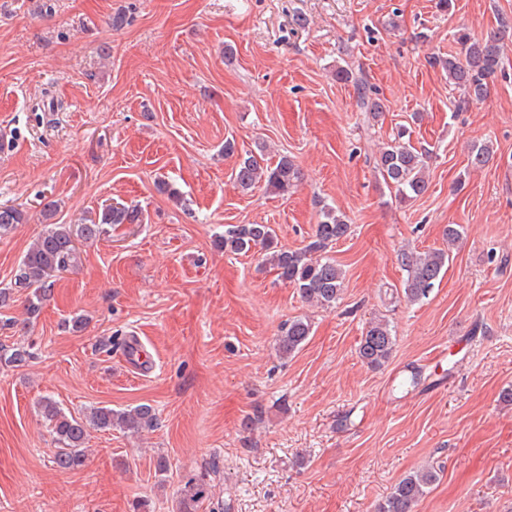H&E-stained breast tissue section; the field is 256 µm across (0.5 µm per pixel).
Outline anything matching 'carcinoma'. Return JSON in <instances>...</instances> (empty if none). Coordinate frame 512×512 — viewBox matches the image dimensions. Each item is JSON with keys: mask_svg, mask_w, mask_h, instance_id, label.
<instances>
[{"mask_svg": "<svg viewBox=\"0 0 512 512\" xmlns=\"http://www.w3.org/2000/svg\"><path fill=\"white\" fill-rule=\"evenodd\" d=\"M512 32V19L499 20L497 31L486 37H477L465 28L455 34L460 52L446 59L433 58L442 67L448 82L460 90L465 99H482L489 92V78L500 68L503 46ZM337 79L355 87L358 106L372 115L385 111L383 101L373 96L371 86L347 67L336 69ZM401 129L375 160V169L384 183L395 190L399 203L416 200L427 190L426 171L430 151L419 150ZM493 151L486 143L471 147L470 165H486ZM234 180L244 191L263 186L274 193L285 194L296 188L301 175L288 156H282L274 166L263 163L252 153L241 157L233 172ZM23 210L12 205L0 206V237L23 223ZM142 210L135 206L116 203L103 208L98 217L88 224H51L31 244L23 256L14 287L28 291L27 313L39 314L43 303L50 297L54 282L51 278L76 268L80 263L77 241L94 242L100 238L106 225L141 224ZM351 225L346 216L333 208L320 209L312 240L303 248L288 250L278 247L273 229L267 224H240L224 234V250L234 254H247L260 248L263 263L276 271L278 278L294 288L300 298L320 307H331L341 299L344 271L336 261L326 256L327 248L350 233ZM398 261L407 277L403 283V297L408 303L426 299L435 282L450 261V252L443 249L426 251L403 250ZM312 331L311 322L294 318L276 336V350L280 357L288 358L299 351ZM396 336L393 326L384 317L370 322L362 332L358 356L372 369L387 363L394 351ZM31 358L28 347L16 344L0 345V364L20 367ZM41 416L47 422L59 448L53 457L54 466L61 472H71L86 466L89 449L85 448L89 430L110 431L118 428L137 433L158 425L155 408L147 403L115 410L109 406H93L82 413L64 410L60 404L44 397L38 403ZM439 478L432 466L416 470L400 479L392 491L377 507V512H414L419 500ZM212 484L209 472L188 478L176 503V512H198L210 499Z\"/></svg>", "mask_w": 512, "mask_h": 512, "instance_id": "carcinoma-1", "label": "carcinoma"}]
</instances>
